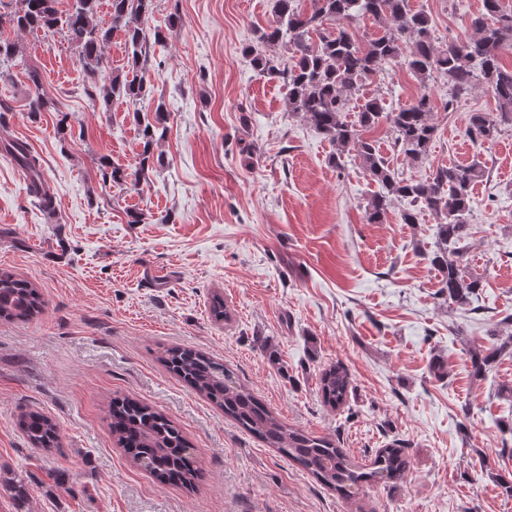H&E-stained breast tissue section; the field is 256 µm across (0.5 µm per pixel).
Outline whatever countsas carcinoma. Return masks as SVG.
Masks as SVG:
<instances>
[{
    "instance_id": "obj_1",
    "label": "carcinoma",
    "mask_w": 512,
    "mask_h": 512,
    "mask_svg": "<svg viewBox=\"0 0 512 512\" xmlns=\"http://www.w3.org/2000/svg\"><path fill=\"white\" fill-rule=\"evenodd\" d=\"M57 4L58 0H21L20 8L10 14L0 12V28L7 25L24 32L61 28L68 41L79 49L88 99L106 106L116 95H124L135 104L145 99L150 91L145 77L128 79L113 73L104 47L112 32H123L136 67L146 61L149 49L163 50V32L145 27L154 12L155 0H109L111 21L107 27L97 20L98 0H73L65 12ZM274 15L273 23L259 30L257 41L264 47H286L293 64L283 67L266 52L248 46L245 52L253 55V65L261 71L283 75L288 84L287 111L301 116L336 145V167H342L344 158L352 154L379 185L380 191L368 201V223H382L394 199L407 202L399 215L403 224L416 223L423 211L435 215L436 241L428 254L429 264L440 274L441 288L448 300L467 304L482 282L462 266L459 244L469 232L472 190L486 176V169L474 159L439 167L425 178H404L380 154L378 142L366 136L384 120L398 152L415 165L423 163L437 134L432 119L435 104L427 91L395 112L384 111L374 97H364L357 104L352 121L347 117L346 105L367 78L393 61L423 81L434 74L445 78L454 99L468 94L480 81L497 100V113H471L467 135L480 145L495 143L502 127L512 126V68L501 62V53L512 48V9L505 7L503 0H483L482 12L470 22L474 34L441 46L435 44L429 18L412 11L409 0H313L308 13L298 9L296 0H274ZM366 16L381 24L384 32L364 46L355 36V24ZM330 25L334 30L328 29ZM314 34L319 39L316 44L312 43ZM20 66L25 62L18 57L15 43L0 35V82H13L12 68ZM27 74L35 87L27 112L36 117L42 112L58 111L55 101L40 92L39 73L29 68ZM159 132L156 125L145 123L139 168L131 173L112 168L106 159H100L103 179L137 185L149 168ZM0 151L25 171L27 192L41 205L50 204L40 165L27 146L4 140ZM44 308L45 300L37 288L8 270H0V319L27 321ZM506 351L512 353V340L502 342L490 353L471 352L474 375L481 376ZM163 362L225 416L340 494L351 496L363 484H396L405 476L407 461L402 449L381 448L371 467H358L334 441L288 426L251 392L235 384L233 373L224 364L199 350L173 347L165 351ZM319 391L330 409L344 405L348 396L344 368L334 364L324 369ZM109 416L112 436L135 466L161 484L194 482L197 471L192 466V448L180 428L162 413L117 396L112 399ZM17 424L35 448L50 450L58 444L57 423L41 412H24ZM5 487L16 512H25L30 499L28 483L13 478Z\"/></svg>"
}]
</instances>
